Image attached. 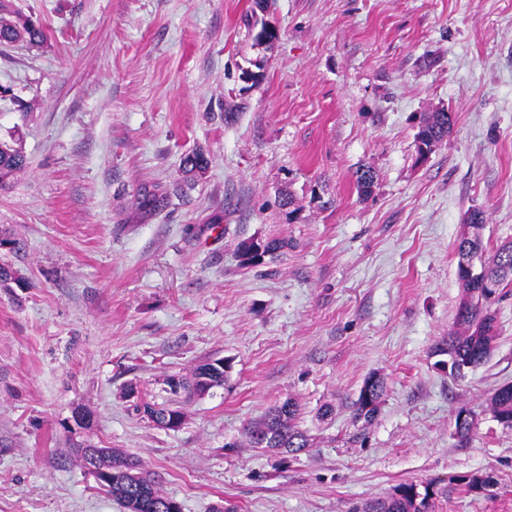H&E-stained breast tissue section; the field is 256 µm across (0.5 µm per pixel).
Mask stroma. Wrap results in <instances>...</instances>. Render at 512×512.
Returning <instances> with one entry per match:
<instances>
[{
	"label": "stroma",
	"instance_id": "stroma-1",
	"mask_svg": "<svg viewBox=\"0 0 512 512\" xmlns=\"http://www.w3.org/2000/svg\"><path fill=\"white\" fill-rule=\"evenodd\" d=\"M11 4L47 39L0 46V138L27 158L0 190V234L24 244L0 264L25 280L0 287V512H122L76 443L134 456L181 512H350L472 474L491 490L436 512H512V428L485 410L512 384V287L485 364L455 378L437 351L467 213L486 247L512 240V0ZM439 108L453 133L417 161ZM196 151L208 167L185 175ZM253 238L288 246L246 266ZM215 359L223 386L178 428L135 413ZM372 375L367 422L353 405ZM288 399L307 450L250 447L245 428ZM464 407L480 424L462 445ZM383 391L384 386L380 378L376 376L368 378L364 382L354 405L355 418H363L367 422L371 421L378 411Z\"/></svg>",
	"mask_w": 512,
	"mask_h": 512
}]
</instances>
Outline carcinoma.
Instances as JSON below:
<instances>
[{"mask_svg":"<svg viewBox=\"0 0 512 512\" xmlns=\"http://www.w3.org/2000/svg\"><path fill=\"white\" fill-rule=\"evenodd\" d=\"M46 34L32 19L9 9L6 0H0V45H12L26 42L38 45L44 42ZM453 117L449 112L437 110L421 119L415 134L416 154H421L422 147L428 151L441 143L451 133ZM26 158L23 152L10 143L0 140V188L7 185L8 179L24 169ZM208 166V159L200 152L187 154L182 159V171L186 174L200 173ZM467 223L476 233L471 238H462L457 245V253L471 248L483 249L479 230L484 223V214L479 210L469 213ZM264 244V254H274L285 247L279 239L246 241L240 244L243 263L255 265L260 263L262 255L258 252L259 244ZM488 277L497 285V291L512 284V242L500 245L493 256L491 264L486 266ZM461 288V298L470 301L467 314H456L455 329L439 348V352L448 359L458 358L466 369H474L484 364L491 356L497 336H488L486 332L495 328V319L491 313L492 302L484 301V289L466 280V274L456 271ZM228 365L224 360H212L198 365L192 380L185 382L179 378L170 381L171 390L177 394L186 393V398L202 395L214 387L224 385V375ZM384 386L380 378H368L355 402V418L371 421L380 404ZM142 417L158 427L172 429L181 423L183 417L182 403L156 404L144 402L135 407ZM487 411L500 424L512 427V385L507 384L496 389L487 399ZM298 409L294 402L287 400L272 407L258 423L249 426L246 437L252 448H275L282 454H294L308 447L305 434L296 426ZM99 468L105 470L99 480L101 488L125 509V512H171L170 506L175 500L166 497L155 488V481L145 474L140 462L112 448H98ZM448 487H440L429 482L423 486L415 483H401L394 487L392 493L384 498L365 502L354 512H433L435 500L448 497Z\"/></svg>","mask_w":512,"mask_h":512,"instance_id":"1","label":"carcinoma"}]
</instances>
